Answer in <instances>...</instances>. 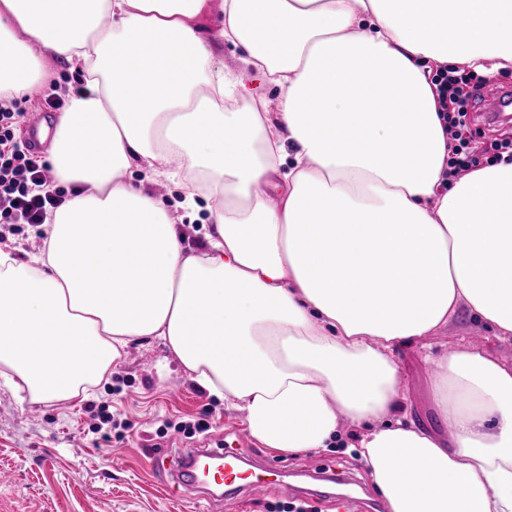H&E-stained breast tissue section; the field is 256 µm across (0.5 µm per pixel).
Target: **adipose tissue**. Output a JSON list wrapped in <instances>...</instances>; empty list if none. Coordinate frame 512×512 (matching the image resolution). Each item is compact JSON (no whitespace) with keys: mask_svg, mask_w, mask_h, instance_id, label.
<instances>
[{"mask_svg":"<svg viewBox=\"0 0 512 512\" xmlns=\"http://www.w3.org/2000/svg\"><path fill=\"white\" fill-rule=\"evenodd\" d=\"M209 2L0 0L1 93L30 97L48 52L82 73L44 130L76 193L39 253L0 249V373L52 404L158 338L264 447L356 430L389 512H512V362L432 356L444 439L403 412L396 355L462 307L512 341V162L452 177L432 82L512 67V0H220L237 68ZM246 67L275 103L245 100ZM141 166L184 209L220 199L205 244ZM153 190L164 195L170 202L171 210L178 218L180 234L183 236V243L185 246L196 248L198 244L204 241V234L207 231L208 224H202L203 220L207 223V216L209 212L207 206L216 207L220 204L217 200L206 202L199 201L200 210L197 212L198 218H191L185 215V212L175 207V202L181 200L180 192L163 177L158 178V183L151 186ZM206 225V226H205Z\"/></svg>","mask_w":512,"mask_h":512,"instance_id":"adipose-tissue-1","label":"adipose tissue"}]
</instances>
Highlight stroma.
Here are the masks:
<instances>
[{
  "instance_id": "35a3bbf8",
  "label": "stroma",
  "mask_w": 512,
  "mask_h": 512,
  "mask_svg": "<svg viewBox=\"0 0 512 512\" xmlns=\"http://www.w3.org/2000/svg\"><path fill=\"white\" fill-rule=\"evenodd\" d=\"M78 81V72L56 66L20 103L25 114L20 127H27V114L36 109L55 116ZM154 189L175 203L184 245L202 243L207 208L189 217L178 208L181 196L170 182L159 180ZM431 342L440 350L478 343L512 361V343L498 340L465 310ZM397 359L407 384L404 406L409 416L447 434L430 396L435 374L431 363L415 343L404 344ZM101 410L119 420L120 428L97 425L94 416ZM190 418L211 424L196 436V443L222 440L225 448L288 474L320 471L349 478L346 486L311 482L308 512H347L346 501L367 504L378 498L365 465L352 450L334 447L284 455L265 448L248 434L242 411L225 409L223 400L200 389L161 340L140 339L130 343L124 361L84 398L36 406L0 377V512H278L283 498L264 484L237 499L200 505L157 479L155 458L177 466L181 446L190 441L177 424Z\"/></svg>"
}]
</instances>
